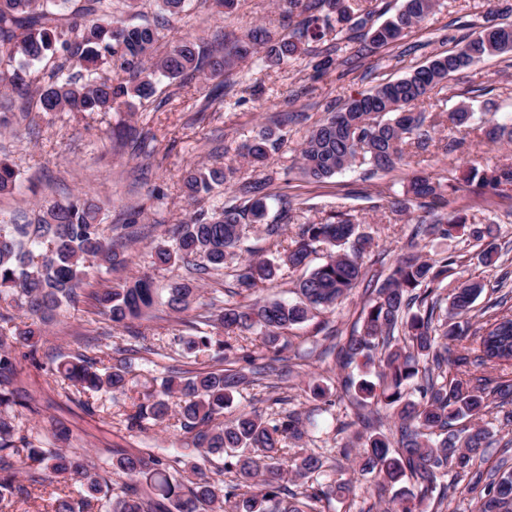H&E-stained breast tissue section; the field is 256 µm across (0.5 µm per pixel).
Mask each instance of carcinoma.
<instances>
[{
    "label": "carcinoma",
    "instance_id": "carcinoma-1",
    "mask_svg": "<svg viewBox=\"0 0 512 512\" xmlns=\"http://www.w3.org/2000/svg\"><path fill=\"white\" fill-rule=\"evenodd\" d=\"M186 0H159L164 20L170 24L184 12ZM436 0H405L401 10L373 28L371 12L361 0H279L286 20L302 16L298 27L274 37L257 27L243 38L224 37V45L181 39L157 54L163 28L129 25L110 15L112 0H0V63H17L0 69V84L23 100H34L37 111L133 112L136 104L153 98L162 79L188 86L199 74L219 80L248 58L260 54L267 67H278L307 52L306 45L334 32H354V38L378 47L394 45L434 11ZM512 53V24L490 25L468 34L451 53H436L410 75L379 85L347 104L327 105L328 116L307 135L299 157L289 170L311 183L345 171L356 161L374 173H390L410 165V159L439 151L453 153L461 142L435 141L431 131L442 113L428 119L427 94L445 86L448 77L488 58ZM54 60L49 69L38 64ZM456 128H469L475 119L472 106L461 104L447 113ZM493 144L512 143V118L483 128ZM288 142V133L262 126L235 152L257 170ZM238 168L198 165L182 178L183 191L193 203L237 180ZM462 181L481 191L506 195L512 191V165L478 170L467 168ZM17 173L0 160V196L16 189ZM267 177L239 182L224 206L200 209L176 225L172 243L154 248L162 265L181 264L189 277L168 288V308L177 314L192 309L199 298V282L216 271L229 270L227 292L251 297L248 304L210 310L196 323L212 327L202 335L181 339L189 354L234 350L226 337L258 328L262 342L274 347L288 328L315 321L330 312L353 289L362 286L367 301L349 336L336 343L341 368L352 365L381 369L379 383L346 376L342 393L353 394L360 409L358 429L344 445L358 449L355 460L361 472L373 475L384 512H427L430 503L443 504L449 486L441 482L448 471L458 476L487 461L489 449L500 443L498 432L485 421L492 400L512 405V379L497 381L480 374L487 367L512 365V308L507 299L494 303L498 311L476 327L471 312L485 284L468 280L448 290V305L441 307L442 283L455 264L451 256L425 258L414 253L385 278L369 274L364 263L372 249L371 238L357 232L351 215L329 212L316 224H301L296 237L283 243L282 227L291 220L288 196L272 191ZM459 189L457 179L415 175L403 195L391 201V212L410 213L411 206L428 208L417 222L415 236L450 239L469 230L476 242H486L481 260L494 262L497 229L492 224L467 227L457 211L444 212L448 196ZM279 205V222L266 223L268 203ZM256 224L276 246L271 259L239 260L238 247ZM329 248L327 260L302 278L295 299L280 301L257 296L282 267L298 269L310 262L317 248ZM128 262L118 240L102 227L100 208L84 198L47 202L34 224H15L0 217V300L15 304L25 319L15 322L0 313V497L26 489L15 486L17 474H30L39 485L56 478L79 485L77 496L58 495L53 512H85L90 501L104 502L105 512H324L332 501L345 503L353 492L348 480L326 474L322 457L306 448L288 455L287 445L302 440L299 413L267 419L257 410L242 411L224 421V408L248 377L233 367L220 372L173 370L160 389L142 393V401L127 415V426L143 422L162 424L178 415L184 440L180 452L166 457L112 452V468L123 482L112 484L89 475L84 456L75 451L37 446L24 433L23 413L29 408L15 388L18 369L12 351L25 348L23 357L37 360L43 346V325L66 303L92 271L124 266ZM100 314L115 325H127L157 303L151 277L134 279L96 292ZM50 371L78 394L124 391L132 373L131 359L110 364L78 353L46 355ZM418 384L421 399H408L407 387ZM391 416L394 428L383 429L382 418ZM203 450L223 460L215 475L205 476L197 466L182 467L184 458ZM226 473L234 475L224 483ZM300 482L295 493L286 476ZM254 488L239 499V487ZM478 512H512V467L502 462L491 469L479 491Z\"/></svg>",
    "mask_w": 512,
    "mask_h": 512
}]
</instances>
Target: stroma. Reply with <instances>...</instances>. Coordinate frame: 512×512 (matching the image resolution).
Instances as JSON below:
<instances>
[{"label": "stroma", "instance_id": "stroma-1", "mask_svg": "<svg viewBox=\"0 0 512 512\" xmlns=\"http://www.w3.org/2000/svg\"><path fill=\"white\" fill-rule=\"evenodd\" d=\"M279 20L276 0H237L236 9L229 14L216 13L208 0H187L182 21L167 31L165 39L171 42L188 37L206 42L213 31L239 35L257 25L277 35L282 31ZM498 22H512V0H439L427 21L397 45H367L364 57L354 67L340 64L318 78L310 66L316 58L312 51L275 68L253 58L244 67L245 78L237 79L220 97L214 96L210 82L198 79L183 89L165 80L155 97L129 118L118 112L44 116L32 111L26 119L15 120L13 129L0 132V159L12 163L18 173L14 193L0 196V212L24 224L34 219L41 203L89 197L100 207L113 235H120L121 224L132 217L142 227L137 239L123 243L129 264L91 276L78 300L64 306L50 321L46 347L66 354L121 358L131 344L128 333L134 330L147 336L156 349L155 355L135 357L129 391H102L90 396L84 406L66 398L46 362L22 361L19 385L34 396L38 408L37 413L24 417L25 426L42 432L53 427L66 431L60 449L88 455L90 473L115 483L121 477L112 471L111 449L160 456L179 446L177 421L130 430L126 416L132 413L144 384L162 379L169 369L214 370L220 368V361L184 354L180 339L193 333L189 315L176 316L159 305L147 316L133 320L131 327H116L96 314L90 294L142 273L151 275L163 294L173 281L184 277L183 266L152 265L154 246L169 240L175 225L191 211L181 191L182 172L196 164L224 163L225 149L250 138L259 126L273 128L280 120L288 122V145L272 156L266 168L275 187L285 188L293 202L295 221L286 228L285 237L294 236L298 225L320 222L328 212L350 213L358 220L359 233L373 240L364 259L366 266L388 274L408 255L416 222L423 214L415 207L409 215L392 217L389 202L400 196L403 183L416 174L461 176L462 166L474 159L510 165L512 146H493L477 127L458 129L445 121L437 126V137L459 140L460 149L449 155L413 158L409 166L396 172L373 176L367 166L357 164L326 183L313 184L289 173L288 168L308 132L325 118L327 103L342 105L358 93L405 77L435 53L456 51L463 35ZM257 81L264 86L259 95L250 90ZM429 99L438 102L444 112L462 103L477 109L483 100L491 99L498 104L500 115L512 113V55L494 57L455 73L444 89L430 92ZM123 119L144 136V152L113 139L112 129ZM450 207L466 215L468 223L499 227V258L489 265L480 260V246L462 238L436 239L425 248L432 257H456L448 278L451 285L468 279L485 283L473 308L476 321L482 322L489 306L512 293V197L476 194L465 188L451 195ZM363 302L362 289L353 290L327 314L326 331L315 332L309 323L292 327L284 332V347L279 352L263 348L258 330L238 333V343L245 351H260L269 359L280 357L292 366L294 376L287 382L268 377L244 386L224 417L229 420L239 411L255 409L274 419L297 411L307 430L303 447L324 456L331 477L352 481L351 512H381L372 476L361 473L353 459L342 454L343 445L353 436L348 424L355 418V406L349 399L339 398L328 408L310 393L314 383L333 389L344 377L331 349L348 336Z\"/></svg>", "mask_w": 512, "mask_h": 512}]
</instances>
